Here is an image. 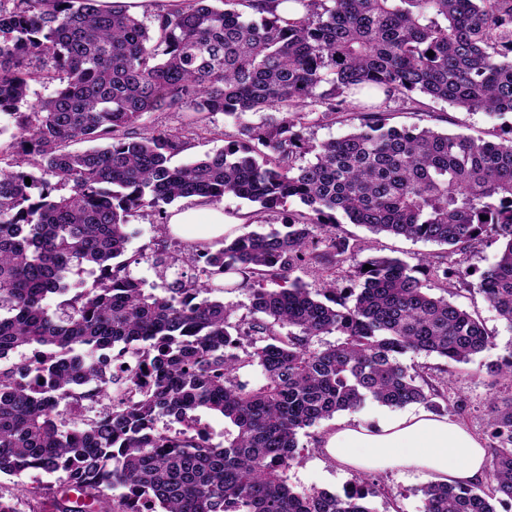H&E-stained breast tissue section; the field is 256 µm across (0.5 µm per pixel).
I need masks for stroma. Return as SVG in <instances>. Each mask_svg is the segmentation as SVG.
Masks as SVG:
<instances>
[{"mask_svg": "<svg viewBox=\"0 0 512 512\" xmlns=\"http://www.w3.org/2000/svg\"><path fill=\"white\" fill-rule=\"evenodd\" d=\"M383 108L389 114L392 126L411 127L414 125L431 126L441 130L461 133L473 137L492 138L500 125L498 118L483 112H469L452 106L444 101H427L422 110H414L403 100L394 98L384 103ZM196 114L191 109H163L145 113L139 122L140 127L155 130L182 129L186 132V145L176 153L171 163L178 166L215 152L224 147L237 132L233 118L223 113L208 115L206 132L192 133V121ZM224 211L229 215L249 214L251 227L255 230L280 226L288 212L300 209L299 200H289L286 207L272 212L260 211L258 206L235 196L223 200ZM129 252L151 254L158 244L166 241L167 236L162 225L156 224L150 211L134 213L129 218ZM341 235L349 240H361L372 252L401 258L409 264H416L418 257L424 255L440 256L442 246L395 236L374 234L362 225L343 223L339 226ZM448 300L477 317L492 338L490 347L477 355L471 362L460 365L458 376L447 401L441 402L442 415L464 424L479 439L487 437L488 396L498 399L512 397V386L507 382L492 383L486 373V366L499 362L512 350V331L508 330L489 306L483 295L471 282L450 279L448 282ZM329 421H321L307 429L298 438L300 460L288 472V481L297 488L325 489L342 493L354 480L352 473L330 461L320 445L323 434L329 428ZM374 495L367 502L373 512H424V498L421 493L426 480L413 473H378L372 475ZM55 479L38 471L27 473L22 478H0V499L12 502L18 512H53L50 497L36 496V489L54 484Z\"/></svg>", "mask_w": 512, "mask_h": 512, "instance_id": "stroma-1", "label": "stroma"}]
</instances>
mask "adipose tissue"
I'll return each instance as SVG.
<instances>
[{
	"label": "adipose tissue",
	"mask_w": 512,
	"mask_h": 512,
	"mask_svg": "<svg viewBox=\"0 0 512 512\" xmlns=\"http://www.w3.org/2000/svg\"><path fill=\"white\" fill-rule=\"evenodd\" d=\"M241 224V219L226 216L223 207L203 199L172 209L167 231L217 248L225 238L235 237ZM322 446L330 459L354 473L409 472L451 484L477 483L485 477L487 453L480 439L464 425L425 410L390 416L376 428L338 421Z\"/></svg>",
	"instance_id": "ef3b65f1"
}]
</instances>
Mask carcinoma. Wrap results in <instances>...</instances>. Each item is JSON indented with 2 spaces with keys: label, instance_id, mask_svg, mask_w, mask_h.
<instances>
[{
  "label": "carcinoma",
  "instance_id": "obj_1",
  "mask_svg": "<svg viewBox=\"0 0 512 512\" xmlns=\"http://www.w3.org/2000/svg\"><path fill=\"white\" fill-rule=\"evenodd\" d=\"M219 2L165 0L145 21L117 0H0V112L16 123L14 162L0 169V357L55 354L37 376L0 366V477H55L43 488L55 512H373L365 475L337 494L298 490L287 471L302 431L368 399L440 411L458 365L491 344L418 269L445 291L448 276L470 275L458 256L503 238L475 287L512 331V124L494 141L398 129L365 102L381 92L512 115V0H290L302 8L290 19L279 0ZM41 80L59 87L19 111ZM182 105L197 123L235 118L236 139L171 165L180 133L140 132L138 121ZM309 112L359 125L313 143ZM82 141L102 145L68 149ZM46 174L69 192L54 194ZM228 195L264 210L296 198L306 211L216 250L163 245L150 256L160 292L142 288L131 266L144 255L127 254L132 211L164 225L179 198ZM339 214L445 245L446 261L360 260L364 247L333 232ZM348 258L350 286L338 288ZM85 265L94 278L72 294L68 274ZM305 268L321 288L292 277ZM224 291L248 292L250 316L211 298ZM409 353L442 358L444 376L410 373ZM247 367L261 383L241 380ZM78 407L92 412L75 434L63 415ZM199 408L236 434L212 444L192 424ZM488 426L485 482L429 483L424 512L512 505V399H490Z\"/></svg>",
  "mask_w": 512,
  "mask_h": 512
}]
</instances>
